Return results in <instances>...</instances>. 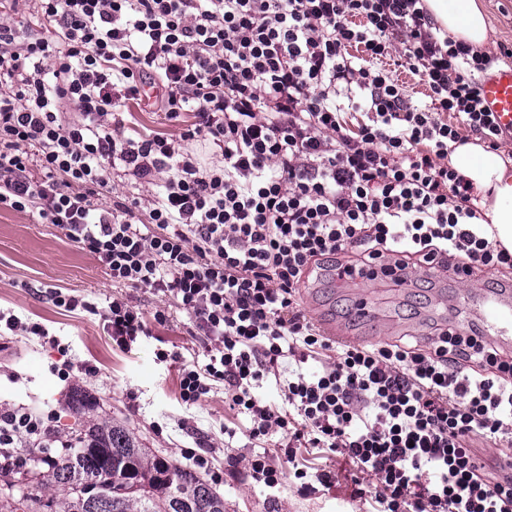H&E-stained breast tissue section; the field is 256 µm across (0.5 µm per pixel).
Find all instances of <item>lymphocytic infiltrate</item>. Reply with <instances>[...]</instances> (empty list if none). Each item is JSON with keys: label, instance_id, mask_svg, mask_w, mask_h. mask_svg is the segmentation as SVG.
I'll return each instance as SVG.
<instances>
[{"label": "lymphocytic infiltrate", "instance_id": "lymphocytic-infiltrate-1", "mask_svg": "<svg viewBox=\"0 0 512 512\" xmlns=\"http://www.w3.org/2000/svg\"><path fill=\"white\" fill-rule=\"evenodd\" d=\"M30 2L40 30L24 39L20 0H0V209L38 215L113 284L186 313L206 364L157 357L180 363L183 402L223 384L249 439L273 441L245 457L252 477L272 494L331 487L336 472L302 456L313 448L366 477L356 494L375 512H512V353L452 326L424 346L337 343L300 296L318 269L382 281L433 263L461 282L512 269L448 164L466 134L492 151L512 137L481 92L512 50L441 37L424 0ZM394 55L424 104L382 66ZM153 89L169 119L193 113L179 137L113 125ZM118 166L159 192L119 194ZM101 317L124 350L167 321L128 297ZM55 421L1 412L10 466Z\"/></svg>", "mask_w": 512, "mask_h": 512}]
</instances>
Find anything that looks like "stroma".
Returning <instances> with one entry per match:
<instances>
[{
  "instance_id": "1",
  "label": "stroma",
  "mask_w": 512,
  "mask_h": 512,
  "mask_svg": "<svg viewBox=\"0 0 512 512\" xmlns=\"http://www.w3.org/2000/svg\"><path fill=\"white\" fill-rule=\"evenodd\" d=\"M128 135L178 136L192 113L182 121H169L155 107L134 101L122 109ZM497 274H486L461 284L436 274L420 275L401 291L386 293L383 284H332L324 276L312 277L301 290V299L311 318L327 316L351 329L361 343L373 344L416 337L426 341L435 328L454 318L462 293H481L493 288ZM384 297L383 321L379 330L350 318L348 306L358 291ZM80 295L104 302L113 294L106 269L88 250L69 242L52 224H43L32 214L0 210V312L42 323L51 337L43 342L8 329L0 330V411L4 409L55 413L56 431L66 434L72 419L67 412L73 389L82 388L99 398L103 410L135 432L148 448L181 459L186 449L204 448L218 473L216 489L224 497L226 512H360L353 500L355 489L349 463L329 457L316 460L319 468L336 471L337 482L313 493L290 487L269 498L262 485L239 465V458L253 452L244 432V418L224 403V387L216 385L204 401L189 405L179 398L177 365L157 360V350L178 347L192 357H202L204 337L191 335L187 318L175 306L143 290L131 291L134 302L147 313L165 309V324H152V333L132 351L112 344L99 315L57 306L55 292ZM95 366L92 375L78 373L64 380L55 373L63 361ZM234 427L233 440H225V427Z\"/></svg>"
}]
</instances>
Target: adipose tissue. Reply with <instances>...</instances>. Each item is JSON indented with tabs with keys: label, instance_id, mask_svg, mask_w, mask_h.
Instances as JSON below:
<instances>
[{
	"label": "adipose tissue",
	"instance_id": "adipose-tissue-1",
	"mask_svg": "<svg viewBox=\"0 0 512 512\" xmlns=\"http://www.w3.org/2000/svg\"><path fill=\"white\" fill-rule=\"evenodd\" d=\"M425 5L453 40L476 47L488 42L490 28L481 0H425ZM448 163L472 182L477 205L497 240L512 251V156L486 150L474 139L457 144Z\"/></svg>",
	"mask_w": 512,
	"mask_h": 512
}]
</instances>
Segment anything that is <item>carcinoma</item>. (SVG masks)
I'll list each match as a JSON object with an SVG mask.
<instances>
[{
    "instance_id": "obj_1",
    "label": "carcinoma",
    "mask_w": 512,
    "mask_h": 512,
    "mask_svg": "<svg viewBox=\"0 0 512 512\" xmlns=\"http://www.w3.org/2000/svg\"><path fill=\"white\" fill-rule=\"evenodd\" d=\"M74 424L62 450L32 456L36 478L7 483L0 512H225L224 498L201 474L146 448L81 389L69 396ZM87 473L101 475L93 490Z\"/></svg>"
}]
</instances>
